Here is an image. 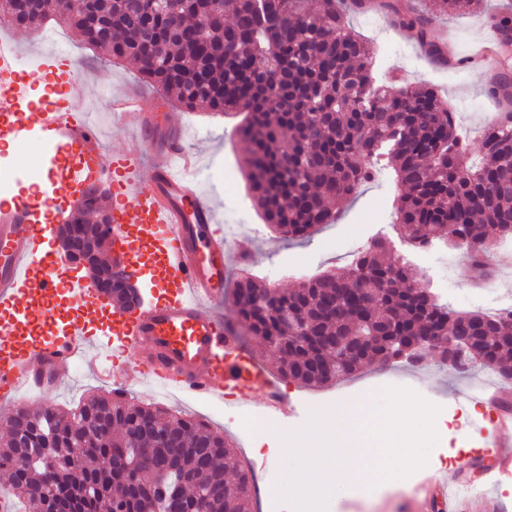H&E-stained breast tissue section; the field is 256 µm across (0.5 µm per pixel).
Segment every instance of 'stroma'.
Wrapping results in <instances>:
<instances>
[{
	"label": "stroma",
	"mask_w": 512,
	"mask_h": 512,
	"mask_svg": "<svg viewBox=\"0 0 512 512\" xmlns=\"http://www.w3.org/2000/svg\"><path fill=\"white\" fill-rule=\"evenodd\" d=\"M498 3L499 0H481L475 11L440 20L434 25L435 40L456 60L450 68L426 55L411 34L394 27L386 14L372 11L351 17L353 28L362 36L375 60L376 80L393 91L405 82H422L433 88L454 108L459 125L475 150L480 147V126L497 113L498 107L487 94L488 70L465 66L462 60L481 45L488 32L485 15ZM44 31L54 39L56 48L79 63V77L91 91L84 102L85 112L107 111L110 97L134 92L141 96L147 111L164 113V106L154 100L153 87L139 79L134 66L103 56L81 41L70 28L52 20L45 22L39 31L0 27V39L13 42L30 87H38L42 81V72L33 69L32 63L44 48L40 38ZM180 115L186 125L185 136L199 157V169L193 175L197 189L211 198L220 224L242 228L234 242L236 252L231 259L230 278L248 272L261 277L267 285L290 288L300 277L346 268L354 254L362 249L364 235L383 234L385 225L395 218L393 200L398 188L394 172L386 169L343 206L335 223L319 227L302 240L280 239L252 206L240 163L242 143L235 133L238 118L218 115L203 107L181 109ZM481 375L478 369L466 374L448 371L430 357L418 365L372 364L349 378L318 388H304L281 380L277 386L285 390L295 409L291 415L274 423L273 428L281 431L301 427L310 420L314 406L321 399L338 397L350 390L364 391L371 380L419 379L427 392L437 397L443 413L462 420L461 425L438 441L439 447L452 448L480 432L487 415L484 407L470 401ZM108 392V385L97 380L89 370L79 368L61 380L51 391L50 399L56 407L69 412L86 398ZM125 400L131 405H148L198 419L204 414L198 404L163 392L146 381L133 384ZM431 473V467L427 466L416 471L407 484H383L374 488L352 485L342 495L332 497L325 512H412L420 486H427L429 498L443 496V484L432 483Z\"/></svg>",
	"instance_id": "35a3bbf8"
}]
</instances>
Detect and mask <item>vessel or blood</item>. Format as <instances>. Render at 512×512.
<instances>
[{"instance_id": "obj_1", "label": "vessel or blood", "mask_w": 512, "mask_h": 512, "mask_svg": "<svg viewBox=\"0 0 512 512\" xmlns=\"http://www.w3.org/2000/svg\"><path fill=\"white\" fill-rule=\"evenodd\" d=\"M66 54L39 56L37 66L60 73L52 100L28 111L22 84L0 88V141L17 144L36 134L47 148L42 190L0 203V399L17 401L42 392L78 364L114 389H125L149 373L170 391L199 399L242 405L260 404L277 415L292 407L280 397L262 362L245 352L231 336L218 305L224 297V274L231 245L215 210L191 176L198 166L174 114L155 124L134 94L112 97L114 117L131 131L120 150L106 153L97 127L83 118L86 85L66 74ZM62 167L71 196L91 183L111 181L112 255L130 274H137L136 227L153 229L160 246L159 275L167 279L171 296L144 309L117 313L113 338L106 351H95L80 329L57 335L41 333L26 339L17 311L38 301L45 321L55 318L59 288L51 249H37L52 210L61 208L55 196V167ZM134 350L131 363L113 361L111 349ZM491 453L488 477L512 475V417L496 415L482 434ZM444 512H499L501 504L485 487L466 486L443 502Z\"/></svg>"}]
</instances>
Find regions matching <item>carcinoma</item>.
Returning <instances> with one entry per match:
<instances>
[{
  "label": "carcinoma",
  "mask_w": 512,
  "mask_h": 512,
  "mask_svg": "<svg viewBox=\"0 0 512 512\" xmlns=\"http://www.w3.org/2000/svg\"><path fill=\"white\" fill-rule=\"evenodd\" d=\"M373 0H75L61 13L52 0H0V24L32 30L54 10L57 20L92 48L129 60L142 79L174 94L186 108L243 112L237 133L257 206L283 238L303 239L334 221L357 190L391 168L403 193L397 224L414 247L462 241L471 265L487 251L493 228L512 240V77L496 73L491 93L501 123L481 134L473 161L448 102L422 85L389 92L372 76V60L352 30L348 14ZM398 25L412 32L432 55L430 39L441 16L467 14L479 0H423L424 9L400 14L393 0H379ZM487 26L499 37L500 56H512V10L492 14ZM375 239L341 272L302 280L291 289L271 288L247 277L236 282L231 303L239 328L279 359L281 379L304 386L350 376L367 364L421 357L402 355L413 337L447 336L467 323L478 336L458 355L443 351L438 363L462 373L491 367L512 380V315L460 313L418 290L419 272L389 254ZM268 297L265 308L253 305ZM306 327L288 336L281 312ZM112 421L107 433L102 421ZM175 436L157 447L152 429ZM81 447L78 469L47 473L43 450ZM123 451L130 468L112 469V451ZM29 463L20 467L12 460ZM232 476L243 485L252 471L224 435L192 418H165L148 406L92 396L67 413L54 406L15 410L11 431L0 441V489L22 497L27 512H139L150 497L167 512L176 496L191 512H249L248 496L214 492L215 481ZM54 485L56 501L41 495Z\"/></svg>",
  "instance_id": "cac0c4a2"
}]
</instances>
